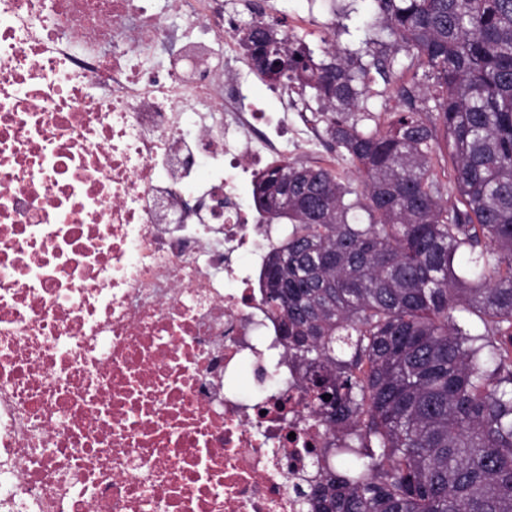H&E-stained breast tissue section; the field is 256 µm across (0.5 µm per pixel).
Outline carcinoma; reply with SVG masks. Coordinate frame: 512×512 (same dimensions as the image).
Returning <instances> with one entry per match:
<instances>
[{
    "label": "carcinoma",
    "instance_id": "carcinoma-1",
    "mask_svg": "<svg viewBox=\"0 0 512 512\" xmlns=\"http://www.w3.org/2000/svg\"><path fill=\"white\" fill-rule=\"evenodd\" d=\"M238 35L278 48L363 177L286 160L257 185L291 224L263 301L336 434L304 512H512V0H372L365 47L327 62L256 21ZM373 72L399 102L384 124Z\"/></svg>",
    "mask_w": 512,
    "mask_h": 512
}]
</instances>
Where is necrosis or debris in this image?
<instances>
[{"label":"necrosis or debris","instance_id":"4bbe7bcc","mask_svg":"<svg viewBox=\"0 0 512 512\" xmlns=\"http://www.w3.org/2000/svg\"><path fill=\"white\" fill-rule=\"evenodd\" d=\"M171 7L0 0V512H302L334 438L263 302L252 188L321 156L275 8Z\"/></svg>","mask_w":512,"mask_h":512}]
</instances>
